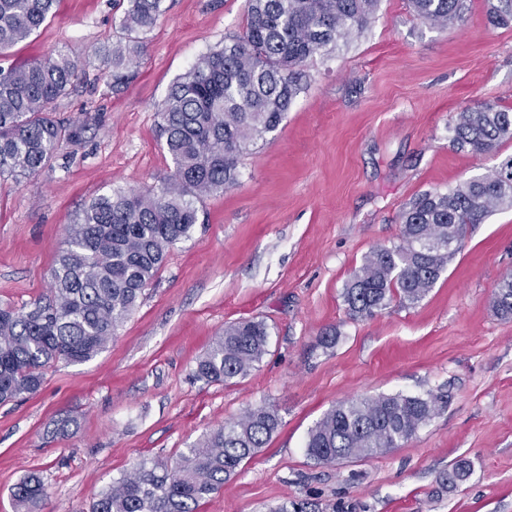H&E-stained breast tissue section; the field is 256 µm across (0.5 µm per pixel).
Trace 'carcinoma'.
<instances>
[{"label":"carcinoma","mask_w":512,"mask_h":512,"mask_svg":"<svg viewBox=\"0 0 512 512\" xmlns=\"http://www.w3.org/2000/svg\"><path fill=\"white\" fill-rule=\"evenodd\" d=\"M57 0H0V57L53 15ZM164 0H128L123 29L151 27ZM379 0H249L242 36L202 56L173 82L160 134L173 171L158 188L101 197L81 210L51 272L49 295L28 309L0 307V404L35 394L51 364L97 356L128 318L170 248L197 223L196 202L238 184V166L256 142L275 131L303 88L304 67L345 34L363 30ZM425 21L461 20L464 0H410ZM497 25H512V0H497ZM75 61L56 54L0 66V177L37 174L76 137L50 117L75 76ZM453 142L480 157L512 137V112L481 103L458 114ZM512 207V159L446 192L416 196L401 214L399 242L373 249L345 284L350 318L372 317L397 298L416 303L460 251L466 227ZM512 318V276L494 299ZM268 325L244 319L224 326L199 358L196 377L234 384L267 354ZM442 397L403 394L361 397L332 407L308 432L306 455L318 464L398 448L438 413ZM280 425L260 405L204 434L172 466L143 461L112 482L90 512H197L240 465L266 447ZM41 475L15 485L20 512H39Z\"/></svg>","instance_id":"1"}]
</instances>
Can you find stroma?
<instances>
[{
	"mask_svg": "<svg viewBox=\"0 0 512 512\" xmlns=\"http://www.w3.org/2000/svg\"><path fill=\"white\" fill-rule=\"evenodd\" d=\"M125 0H60L16 58L78 61L53 116L78 128L32 178L0 179V304L45 296L67 227L92 199L161 184L173 164L158 135L172 83L247 24V0H165L140 33L129 79L112 86L104 50L126 44ZM282 123L239 166L234 188L203 197L188 239L170 249L106 349L47 368L41 389L0 405V512L12 487L42 475L41 512H88L145 459L172 462L246 409L280 426L199 512H512V319L493 309L512 275V208L468 225L464 247L418 304L392 301L350 319L346 282L376 246L398 242L403 208L512 157L453 147L459 112L512 111V27L489 0L461 22L420 19L409 0H380L374 19L314 56ZM269 326L268 353L238 383H205L199 357L226 324ZM336 328L332 349L319 348ZM441 396L416 437L370 458L315 463L308 431L337 403L381 394ZM71 417L64 438L52 420ZM459 461L466 479L449 484Z\"/></svg>",
	"mask_w": 512,
	"mask_h": 512,
	"instance_id": "obj_1",
	"label": "stroma"
}]
</instances>
